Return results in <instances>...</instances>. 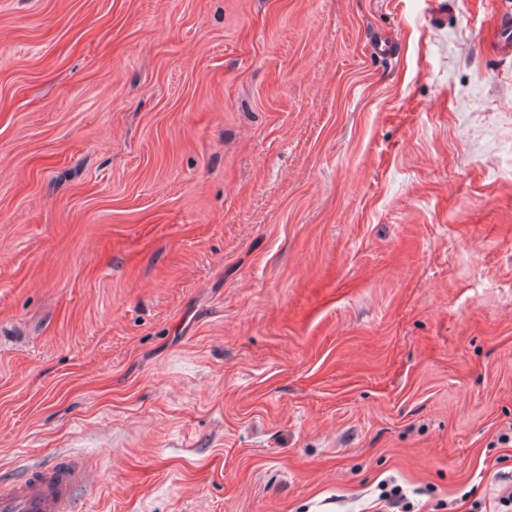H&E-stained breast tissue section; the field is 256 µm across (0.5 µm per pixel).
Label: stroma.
Here are the masks:
<instances>
[{
	"label": "stroma",
	"mask_w": 512,
	"mask_h": 512,
	"mask_svg": "<svg viewBox=\"0 0 512 512\" xmlns=\"http://www.w3.org/2000/svg\"><path fill=\"white\" fill-rule=\"evenodd\" d=\"M502 0H0V474L82 512L512 491ZM84 471L71 459L40 467L24 480L0 482V512H80Z\"/></svg>",
	"instance_id": "35a3bbf8"
}]
</instances>
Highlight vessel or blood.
<instances>
[{
  "label": "vessel or blood",
  "instance_id": "b4317fda",
  "mask_svg": "<svg viewBox=\"0 0 512 512\" xmlns=\"http://www.w3.org/2000/svg\"><path fill=\"white\" fill-rule=\"evenodd\" d=\"M496 51L512 57V5L499 13ZM84 471L71 459L52 461L24 480L0 482V512H80Z\"/></svg>",
  "mask_w": 512,
  "mask_h": 512
}]
</instances>
